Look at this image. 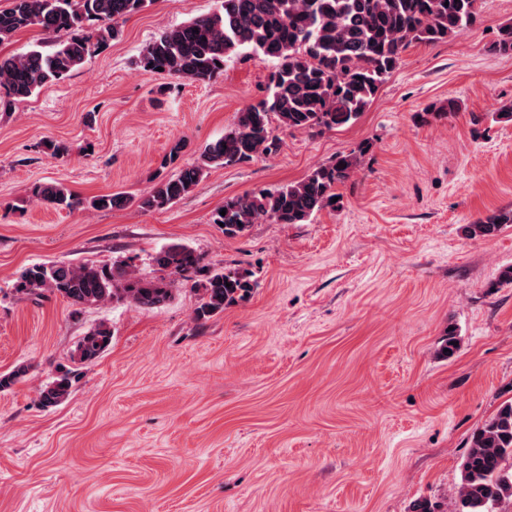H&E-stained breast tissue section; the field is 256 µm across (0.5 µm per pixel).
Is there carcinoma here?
<instances>
[{"label": "carcinoma", "mask_w": 512, "mask_h": 512, "mask_svg": "<svg viewBox=\"0 0 512 512\" xmlns=\"http://www.w3.org/2000/svg\"><path fill=\"white\" fill-rule=\"evenodd\" d=\"M152 0H12L0 9V43L31 26L48 38L21 54L0 56V103L32 96L64 79L85 59L117 39L119 20L145 10ZM479 19L478 0H220L212 13L163 30L145 48L139 67L146 73L206 84L224 74L232 59L263 57L274 63L263 97L237 113L224 137L205 147L197 164L162 179L139 197L97 195L80 199L65 185L36 183L32 197L55 209L108 210L133 203L142 211H164L201 182L207 170L246 163L278 151L275 130H332L354 123L367 110L387 77L414 44L434 45L461 36ZM491 51L512 56V23L498 27ZM359 159L340 154L304 179L260 189L224 202L213 223L235 237L254 224H307L340 202L336 188L347 182ZM512 225V206L499 208L468 225L473 238L492 237ZM158 275L145 276L120 264L44 262L26 267L16 292L59 295L76 311L105 302L144 310L171 301L175 284L195 281L202 290L196 310L207 320L245 299L254 282L240 270L206 271L193 248L170 244L151 257ZM112 342L101 322L78 341L73 366L62 367L39 393L44 408L70 394L77 368L94 363ZM20 365L0 373V392L27 375ZM512 504V402L476 428L461 465L453 512H496Z\"/></svg>", "instance_id": "cac0c4a2"}]
</instances>
